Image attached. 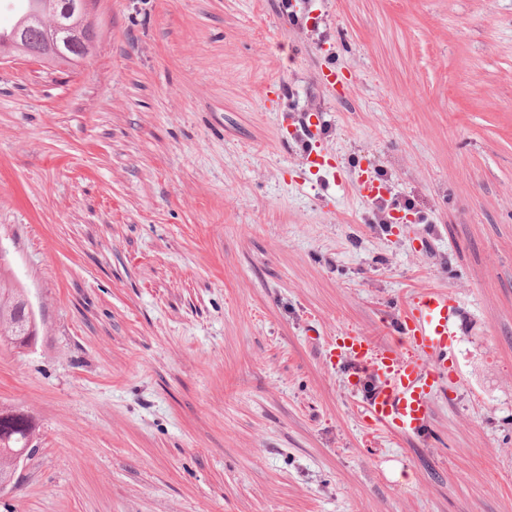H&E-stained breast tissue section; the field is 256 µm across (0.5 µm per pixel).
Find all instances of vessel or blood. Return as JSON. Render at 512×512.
Here are the masks:
<instances>
[{
	"label": "vessel or blood",
	"mask_w": 512,
	"mask_h": 512,
	"mask_svg": "<svg viewBox=\"0 0 512 512\" xmlns=\"http://www.w3.org/2000/svg\"><path fill=\"white\" fill-rule=\"evenodd\" d=\"M401 318L403 336L396 342L357 334L348 336L345 349L353 376L375 381L364 405L372 423L394 434L424 435L432 428L439 383L434 365L456 349L461 307L447 290L432 287L414 294Z\"/></svg>",
	"instance_id": "obj_1"
}]
</instances>
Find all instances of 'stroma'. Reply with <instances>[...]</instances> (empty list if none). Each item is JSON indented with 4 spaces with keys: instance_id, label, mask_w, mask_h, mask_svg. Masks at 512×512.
I'll return each mask as SVG.
<instances>
[{
    "instance_id": "35a3bbf8",
    "label": "stroma",
    "mask_w": 512,
    "mask_h": 512,
    "mask_svg": "<svg viewBox=\"0 0 512 512\" xmlns=\"http://www.w3.org/2000/svg\"><path fill=\"white\" fill-rule=\"evenodd\" d=\"M313 2L92 0L87 56L0 62V512H512V0ZM431 286L455 356L387 434L332 347ZM37 331L36 314L25 299L24 288H16L6 278L0 262V342L7 340L14 348L24 349L36 339ZM34 434L27 416L0 406V479L16 477L24 460L36 449L32 444Z\"/></svg>"
}]
</instances>
